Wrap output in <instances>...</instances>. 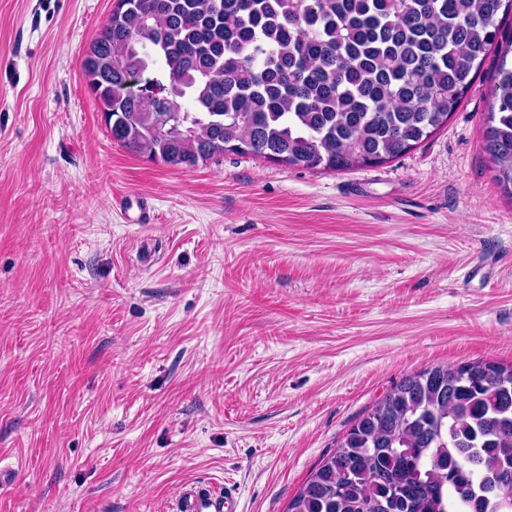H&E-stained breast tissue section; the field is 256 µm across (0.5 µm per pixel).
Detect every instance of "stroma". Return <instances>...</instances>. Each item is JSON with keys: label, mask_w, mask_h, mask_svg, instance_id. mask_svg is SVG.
I'll return each instance as SVG.
<instances>
[{"label": "stroma", "mask_w": 512, "mask_h": 512, "mask_svg": "<svg viewBox=\"0 0 512 512\" xmlns=\"http://www.w3.org/2000/svg\"><path fill=\"white\" fill-rule=\"evenodd\" d=\"M112 3L0 0V512H176L190 482L284 512L405 376L512 364L497 55L382 165L182 171L114 142L87 87Z\"/></svg>", "instance_id": "obj_1"}]
</instances>
